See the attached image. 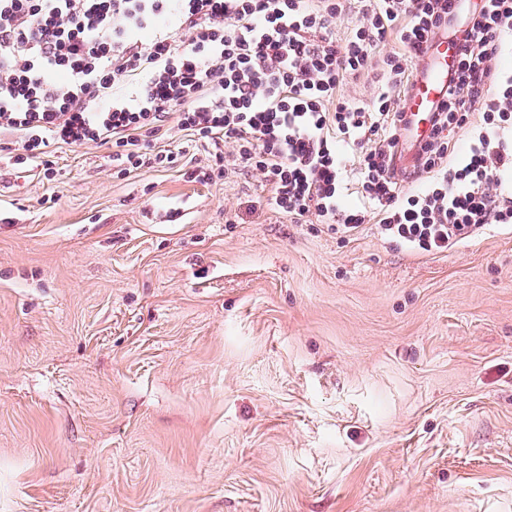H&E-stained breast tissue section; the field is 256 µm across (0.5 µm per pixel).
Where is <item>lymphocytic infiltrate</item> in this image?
Here are the masks:
<instances>
[{
	"label": "lymphocytic infiltrate",
	"mask_w": 512,
	"mask_h": 512,
	"mask_svg": "<svg viewBox=\"0 0 512 512\" xmlns=\"http://www.w3.org/2000/svg\"><path fill=\"white\" fill-rule=\"evenodd\" d=\"M341 12V0H0V150L47 177L65 145L111 150L128 173L167 168L176 154L154 143L174 125L218 163L260 171L270 210L343 237L372 216L391 246L435 255L512 224V0H365L340 43ZM440 34L457 68L400 180L407 62ZM361 79L371 103L342 92Z\"/></svg>",
	"instance_id": "obj_1"
}]
</instances>
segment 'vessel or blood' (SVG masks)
I'll use <instances>...</instances> for the list:
<instances>
[{"label":"vessel or blood","instance_id":"b4317fda","mask_svg":"<svg viewBox=\"0 0 512 512\" xmlns=\"http://www.w3.org/2000/svg\"><path fill=\"white\" fill-rule=\"evenodd\" d=\"M455 60V53L447 39H439L430 51V65L415 80L409 93L402 100L401 108L413 123L407 133L408 140L426 138L430 132V116L435 103L448 86V66Z\"/></svg>","mask_w":512,"mask_h":512}]
</instances>
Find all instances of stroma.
Returning a JSON list of instances; mask_svg holds the SVG:
<instances>
[{
    "label": "stroma",
    "mask_w": 512,
    "mask_h": 512,
    "mask_svg": "<svg viewBox=\"0 0 512 512\" xmlns=\"http://www.w3.org/2000/svg\"><path fill=\"white\" fill-rule=\"evenodd\" d=\"M160 146L0 153V512H512V228L342 239Z\"/></svg>",
    "instance_id": "stroma-1"
}]
</instances>
